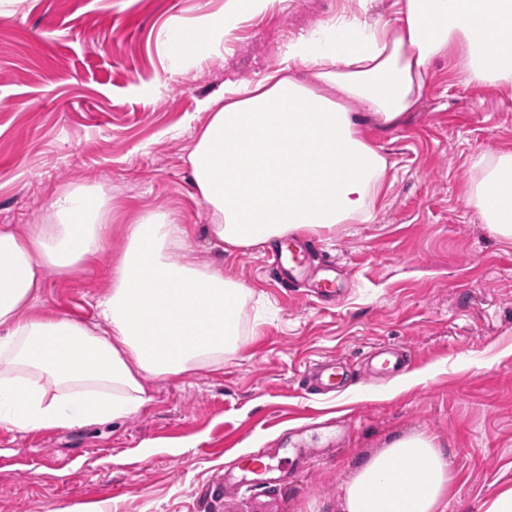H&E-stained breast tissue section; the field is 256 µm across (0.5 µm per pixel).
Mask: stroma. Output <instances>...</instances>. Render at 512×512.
I'll return each mask as SVG.
<instances>
[{"label":"stroma","instance_id":"35a3bbf8","mask_svg":"<svg viewBox=\"0 0 512 512\" xmlns=\"http://www.w3.org/2000/svg\"><path fill=\"white\" fill-rule=\"evenodd\" d=\"M227 0H0V225L46 223L53 196L101 187L120 206L96 261L47 274L35 310L94 320L124 226L173 210L186 254L223 261L250 287L240 345L219 369L147 379L152 401L117 424L18 434L0 428V512H255L206 489L251 451L313 448L264 512H339L345 483L392 438L432 437L453 464L447 512H485L512 487V243L466 204L475 156L512 150V91L469 82L437 60L415 112L383 131L390 188L370 219L318 234L346 295L325 308L274 285L263 246L221 251L188 154L201 100L261 79L281 47L348 18L391 17L390 0H274L238 20L217 53L169 67L170 35L223 20ZM406 347L410 371L355 380L337 396L299 381L324 356L359 364L374 345ZM176 443L185 452L173 451Z\"/></svg>","mask_w":512,"mask_h":512}]
</instances>
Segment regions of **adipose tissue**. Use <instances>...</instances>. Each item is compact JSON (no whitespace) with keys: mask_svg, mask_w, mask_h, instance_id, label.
I'll list each match as a JSON object with an SVG mask.
<instances>
[{"mask_svg":"<svg viewBox=\"0 0 512 512\" xmlns=\"http://www.w3.org/2000/svg\"><path fill=\"white\" fill-rule=\"evenodd\" d=\"M394 18L346 24L288 44L252 85L229 86L188 155L218 245L247 248L295 233L366 221L388 162L354 110L391 129L414 111L432 64L467 80L512 88V0H393ZM467 203L512 242V151H486ZM119 206L103 189L58 194L48 223L0 225V427L17 433L117 422L150 401L146 378L223 365L240 342L251 289L217 264L186 258L172 211L146 210L124 229L98 326L36 311L46 272L84 267L102 250ZM452 463L411 434L358 467L342 512H447Z\"/></svg>","mask_w":512,"mask_h":512,"instance_id":"adipose-tissue-1","label":"adipose tissue"}]
</instances>
